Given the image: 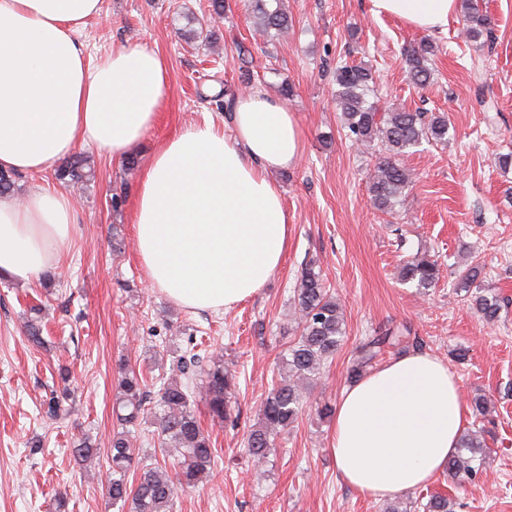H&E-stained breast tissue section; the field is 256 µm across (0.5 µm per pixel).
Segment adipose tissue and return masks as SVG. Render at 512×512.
<instances>
[{
  "instance_id": "ef3b65f1",
  "label": "adipose tissue",
  "mask_w": 512,
  "mask_h": 512,
  "mask_svg": "<svg viewBox=\"0 0 512 512\" xmlns=\"http://www.w3.org/2000/svg\"><path fill=\"white\" fill-rule=\"evenodd\" d=\"M100 0H0V169L43 172L81 145L122 159L166 100V62L125 42L89 61L76 34ZM374 16L445 30L458 0H371ZM232 134L203 121L159 144L132 222L147 281L192 310L257 294L288 250V210L274 172L296 165L303 133L263 89L236 99ZM76 222L66 192L0 199V278L30 283L56 264ZM466 418L456 377L428 353L399 356L354 380L334 412L341 481L374 500L446 470Z\"/></svg>"
}]
</instances>
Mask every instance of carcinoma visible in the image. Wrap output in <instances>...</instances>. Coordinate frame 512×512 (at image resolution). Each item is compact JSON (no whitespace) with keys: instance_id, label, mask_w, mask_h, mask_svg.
I'll list each match as a JSON object with an SVG mask.
<instances>
[{"instance_id":"carcinoma-1","label":"carcinoma","mask_w":512,"mask_h":512,"mask_svg":"<svg viewBox=\"0 0 512 512\" xmlns=\"http://www.w3.org/2000/svg\"><path fill=\"white\" fill-rule=\"evenodd\" d=\"M251 14L257 31L264 36L288 31V14L281 0H250ZM460 11L466 22V36L472 42L487 40L492 34L491 18L480 10L477 0H460ZM408 78L424 90L434 80L435 47L422 39L404 51ZM336 106L340 112L346 137L356 145L375 153L368 190L373 207L383 214L393 215L404 205L411 174L400 157L422 142L443 143L448 140V116L395 107L381 110L372 71L348 62L336 63L334 71ZM94 176L87 156L77 153L69 157L56 171V178L73 185L84 184ZM481 270L473 266L460 275L458 286L473 288V308L488 323L497 321L500 299L483 294L478 284ZM400 281L412 284L425 294L437 287L441 279V263L417 254L406 259L399 270ZM298 309V339L288 349V359L279 368L280 379L271 384L259 409V422L248 434L247 452L261 461L267 457L275 438L298 420L303 407L304 385L320 374L323 365L333 357L344 337V315L336 299L329 293L322 276L313 266L302 269L295 288ZM27 320L28 339L42 343L40 309L32 310ZM402 342L397 331L387 329L367 337L359 347V356L350 369L356 379L372 366L377 357ZM205 370L204 401L219 423L231 417V391L234 376L224 368V360H209L192 349L177 356L184 381L164 382L158 398L152 399L142 373L129 364L120 365L121 379L113 403V412L121 429L110 441L111 476L107 493L112 505L127 512H173L179 488L195 487L207 479L214 463V448L205 435L193 408L195 392L193 379L198 368ZM150 415L158 427L161 448L174 450L178 471L169 474L166 467L157 465L142 468L137 483L129 482V474L140 447V436L132 427ZM486 455L482 430L469 429L460 438L456 455L448 460V476L459 481L477 475L476 462ZM424 512H450L448 497L431 494L423 504Z\"/></svg>"}]
</instances>
